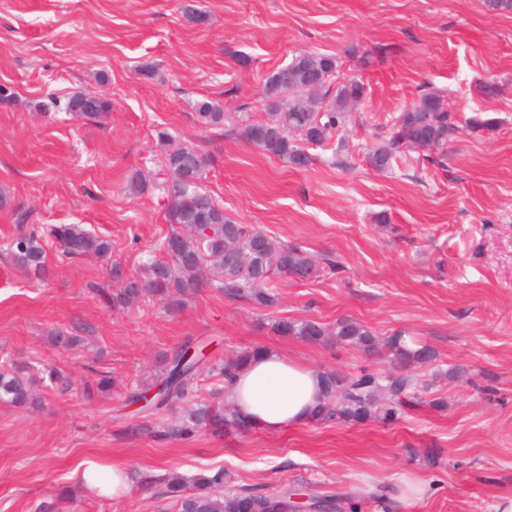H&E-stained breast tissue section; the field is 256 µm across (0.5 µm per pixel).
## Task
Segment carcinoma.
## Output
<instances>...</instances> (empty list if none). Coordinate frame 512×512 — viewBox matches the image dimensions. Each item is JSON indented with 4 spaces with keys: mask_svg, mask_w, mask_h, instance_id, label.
<instances>
[{
    "mask_svg": "<svg viewBox=\"0 0 512 512\" xmlns=\"http://www.w3.org/2000/svg\"><path fill=\"white\" fill-rule=\"evenodd\" d=\"M337 70L338 62L331 55L300 52L286 67L265 79L264 89L274 91L267 98L265 118L244 125L210 101L195 104L197 118L206 128L229 124L243 141L263 153L296 167L307 166L312 157L306 146L329 142L345 126L353 101L364 96L363 85L356 81L330 82L318 96L309 95L313 80L330 77ZM50 104L85 117H97L111 109L108 100L91 92L74 93L63 103L53 99ZM456 131L455 117L445 110L441 98L425 93L400 113L388 136L371 151L370 160L378 169L387 168L395 157L405 159L425 146L441 149ZM205 167L203 155L192 146L181 145L164 152L162 171L171 229L158 245L161 258L149 256L143 260L136 276L137 287L116 289L108 298L113 306L133 307L155 299L173 312L182 307L185 293L215 288L230 299H242L265 310L279 302L278 280L319 276L316 260L301 246L276 240L224 213V208L198 187ZM51 236L69 259H105L112 254L109 240L90 233L81 224H57L51 228ZM17 239L23 240V245L10 247L13 264L41 277L46 267L41 239L33 233H21ZM270 329L279 336L312 343L343 344L369 354L384 352L403 367L436 359L435 350L427 344L411 346L400 334L380 340L368 326L349 318L337 319L332 327L312 320L277 318L271 321ZM48 338L67 349L84 346V337L61 331L49 333ZM253 354L252 350L241 351L217 361L206 355H191L189 347L182 345L166 356L165 368L132 390L128 399L135 403L154 390L156 395L146 409L162 411L186 400L204 372L223 382L213 394L225 395L235 372ZM322 377L323 399L313 411L315 422H390L397 419L407 395L416 391V379L409 374H395L388 381L365 370L345 377L330 371ZM0 402L25 409L38 405L32 378L15 363L0 365ZM230 429L247 434L253 426L229 402L220 407L200 400L163 433L187 440L202 430ZM144 482L160 489V495L171 501L172 512H287L293 506L286 489L267 493L225 486L222 469L191 478L172 471L147 477Z\"/></svg>",
    "mask_w": 512,
    "mask_h": 512,
    "instance_id": "cac0c4a2",
    "label": "carcinoma"
}]
</instances>
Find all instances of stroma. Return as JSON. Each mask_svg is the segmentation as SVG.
Here are the masks:
<instances>
[{"mask_svg": "<svg viewBox=\"0 0 512 512\" xmlns=\"http://www.w3.org/2000/svg\"><path fill=\"white\" fill-rule=\"evenodd\" d=\"M303 50L335 55L341 78L365 87L340 132L347 152L318 147L296 168L199 125L203 100L263 118L266 77ZM0 86L14 94L0 103V361L23 367L42 399L32 410L0 403V512H166L137 483L114 498L84 491L86 461L187 477L221 468L238 488L308 486L357 499L360 512H389L366 486L413 477L430 491L399 512H495L512 495V11L486 0H0ZM82 90L110 111L48 105ZM429 92L460 126L442 165L374 168L368 147ZM487 118L494 128H472ZM162 131L204 155L202 186L229 217L335 261L336 272L281 281L264 312L214 289L185 296L174 314L155 301L106 304L98 290L112 285L111 261L136 272L170 229ZM55 224L110 240L111 261L62 260ZM32 229L49 269L40 281L5 252ZM275 317H347L381 338L427 343L437 360L411 371L426 384L421 405L389 424L180 440L160 431L181 406L154 415L129 403L187 341L216 359L258 347L323 372L395 370L383 355L275 335ZM53 330L88 346H54ZM50 366L67 384L49 379ZM99 371L111 390L88 392Z\"/></svg>", "mask_w": 512, "mask_h": 512, "instance_id": "obj_1", "label": "stroma"}]
</instances>
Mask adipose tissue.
Listing matches in <instances>:
<instances>
[{
	"label": "adipose tissue",
	"instance_id": "obj_1",
	"mask_svg": "<svg viewBox=\"0 0 512 512\" xmlns=\"http://www.w3.org/2000/svg\"><path fill=\"white\" fill-rule=\"evenodd\" d=\"M321 388L319 372L265 349L236 372L231 398L255 427L276 433L308 423ZM81 481L99 496L117 497L129 490L127 470L118 464L89 465Z\"/></svg>",
	"mask_w": 512,
	"mask_h": 512
}]
</instances>
